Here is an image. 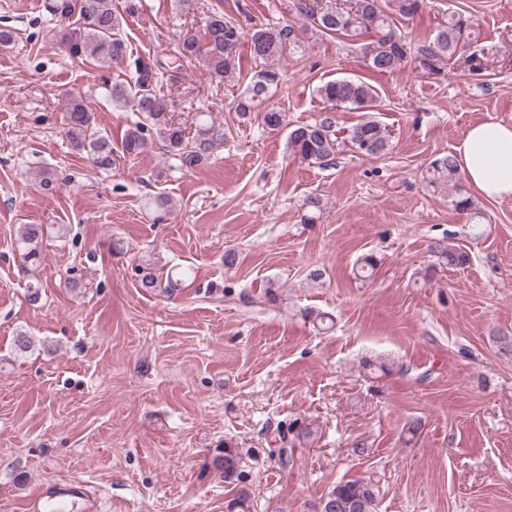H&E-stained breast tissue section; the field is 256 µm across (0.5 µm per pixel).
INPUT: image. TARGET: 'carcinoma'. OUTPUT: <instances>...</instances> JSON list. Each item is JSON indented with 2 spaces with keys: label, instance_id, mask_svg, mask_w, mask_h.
Listing matches in <instances>:
<instances>
[{
  "label": "carcinoma",
  "instance_id": "1",
  "mask_svg": "<svg viewBox=\"0 0 512 512\" xmlns=\"http://www.w3.org/2000/svg\"><path fill=\"white\" fill-rule=\"evenodd\" d=\"M47 11L59 18L78 16L84 27L60 30L59 43L74 61L93 60L101 64L117 65L126 56L127 46L120 36L121 14L112 7V0H47ZM389 10L380 7L378 0H352L343 5L335 0H300L299 10L317 32L333 36L356 37L363 32L372 34L371 41L361 46V53L369 67L378 74L399 70L408 57H414L417 67L424 73L436 75L457 61L458 49L470 44L474 28L472 16L465 10L451 13L438 24L432 37L409 41L400 29L401 20L412 18L423 8V0H389ZM244 39L242 27L233 19L218 13L210 16L203 28L186 31L177 42L176 58L180 65L166 69L162 63L136 64L137 77L134 87L121 84L112 86V104L129 108L143 116L128 128L121 140L122 153L129 156L143 151L146 134L154 133L164 150L174 155L179 167L193 171L204 167L214 152L224 146V125L207 112L194 115V130L189 131L168 110V104L156 87L164 79L170 80L181 72L184 63H201L211 77L223 81L236 72L240 62L238 48ZM299 41L295 27L254 29L250 36L249 52L254 67L245 90L235 100V111L246 118L254 111V103L266 95L280 81L274 67L275 59L293 50ZM320 99L333 108H345L362 113L357 123L339 128L333 113L312 123L289 126L286 115L275 109L261 114L263 125L272 132L288 129V146L300 162L329 166L340 146H345L364 157H378L390 147L391 134L370 112L374 111L377 92L360 79L340 78L330 80L317 88ZM93 113L83 100L73 99L67 108L63 134L72 150L85 153L98 168L109 169L115 163L112 139L93 130ZM430 183L448 184L453 187L451 203L454 210H473V201L459 185V170L455 155L448 153L432 160L428 167ZM45 236L42 224H23L16 239V247L23 262L32 266L40 262L41 244ZM441 262L451 268H463L470 262L469 254L452 246L440 251ZM378 265L373 254L358 260V276L370 279ZM140 287L151 293L167 296L185 287L192 276V269L171 268L165 272L152 264L137 267ZM361 368L365 374L380 378L390 371V364L379 359L364 358ZM288 424V432L278 434L281 454L287 453L288 436L296 438L311 434L307 427L295 429ZM239 464V457L232 445L224 444V476L232 478ZM380 490L369 477L341 480L332 488L322 506V512H378ZM231 505L235 512H253L254 504L249 489L237 490Z\"/></svg>",
  "mask_w": 512,
  "mask_h": 512
}]
</instances>
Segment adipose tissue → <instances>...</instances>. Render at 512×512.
Listing matches in <instances>:
<instances>
[{
	"mask_svg": "<svg viewBox=\"0 0 512 512\" xmlns=\"http://www.w3.org/2000/svg\"><path fill=\"white\" fill-rule=\"evenodd\" d=\"M456 159L479 196L512 199V124L490 120L472 126L457 148Z\"/></svg>",
	"mask_w": 512,
	"mask_h": 512,
	"instance_id": "1",
	"label": "adipose tissue"
}]
</instances>
